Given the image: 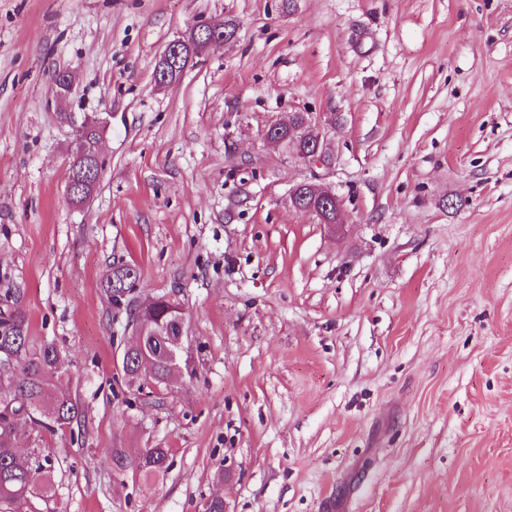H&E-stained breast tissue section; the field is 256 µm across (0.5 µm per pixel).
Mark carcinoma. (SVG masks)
Listing matches in <instances>:
<instances>
[{
  "label": "carcinoma",
  "mask_w": 512,
  "mask_h": 512,
  "mask_svg": "<svg viewBox=\"0 0 512 512\" xmlns=\"http://www.w3.org/2000/svg\"><path fill=\"white\" fill-rule=\"evenodd\" d=\"M268 135L296 155L310 150L313 141L306 117L301 113L294 115L289 124H273ZM139 278L140 272L135 268L117 266L106 279V293L119 303ZM129 312L132 324L149 341L154 333L183 318V313L172 309L164 299L149 310L132 305ZM1 359H10L12 364L0 369V512H40L38 502H48L53 491L49 458L37 443L26 457L19 456L20 432L29 427L53 435L80 424L84 409L76 398L57 385L61 351L53 343L39 341L31 335L28 318L16 303L0 307ZM123 371L133 386L139 387L149 380L166 387L177 369L170 365L159 345L148 344L126 358ZM167 456L166 448H148L142 467L159 471Z\"/></svg>",
  "instance_id": "carcinoma-1"
}]
</instances>
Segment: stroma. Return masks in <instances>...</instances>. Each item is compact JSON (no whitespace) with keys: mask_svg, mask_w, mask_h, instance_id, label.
Returning a JSON list of instances; mask_svg holds the SVG:
<instances>
[{"mask_svg":"<svg viewBox=\"0 0 512 512\" xmlns=\"http://www.w3.org/2000/svg\"><path fill=\"white\" fill-rule=\"evenodd\" d=\"M200 19L234 34L158 85ZM292 112L336 115L342 233L288 204L314 173L263 133ZM123 264L185 314L160 400L115 361ZM9 300L85 409L45 438L50 512H512V0H0ZM209 25L210 23L204 20L197 21L188 36L178 37L166 45L158 60L159 64L155 67V77L159 83L166 82L170 75L174 76L178 70L185 69L188 66L193 57L191 55L186 59L184 55V53L188 54V48L185 47L186 52L184 50L188 37L190 34H193L195 37L200 36L203 38L204 33L209 34ZM140 278L139 271L129 265H121L112 268V273L107 277L105 290L110 300L116 303L121 302L123 296L130 292Z\"/></svg>","mask_w":512,"mask_h":512,"instance_id":"35a3bbf8","label":"stroma"}]
</instances>
